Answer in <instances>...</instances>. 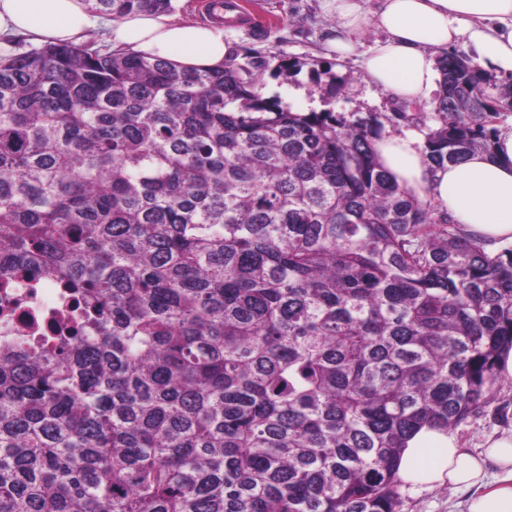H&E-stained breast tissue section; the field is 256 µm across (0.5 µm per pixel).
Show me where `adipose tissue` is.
Listing matches in <instances>:
<instances>
[{
  "instance_id": "adipose-tissue-1",
  "label": "adipose tissue",
  "mask_w": 512,
  "mask_h": 512,
  "mask_svg": "<svg viewBox=\"0 0 512 512\" xmlns=\"http://www.w3.org/2000/svg\"><path fill=\"white\" fill-rule=\"evenodd\" d=\"M336 26L330 43L338 59L363 55L367 80L395 106L431 97L441 79L439 55L463 51L499 76H512V0H326ZM206 21L145 12L110 20L86 0H0V36L37 45H78L100 32L113 49L158 57L180 71L222 68L233 51L224 35V10ZM381 31L367 51L360 38ZM375 153L394 180L416 199L448 212L467 233L512 243V125L500 128L490 149L456 164L430 168L412 135L377 139ZM406 485L449 486L468 492L467 512H512V432L489 440L484 451L464 448L452 433L423 426L408 438L398 467Z\"/></svg>"
}]
</instances>
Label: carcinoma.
<instances>
[{
	"mask_svg": "<svg viewBox=\"0 0 512 512\" xmlns=\"http://www.w3.org/2000/svg\"><path fill=\"white\" fill-rule=\"evenodd\" d=\"M439 65L432 167L489 149L498 112L484 72ZM267 67L0 52V282L66 281L81 310L0 347V512H401L409 435L486 402L512 249L400 187L377 118L262 97Z\"/></svg>",
	"mask_w": 512,
	"mask_h": 512,
	"instance_id": "cac0c4a2",
	"label": "carcinoma"
}]
</instances>
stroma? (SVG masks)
<instances>
[{
	"label": "stroma",
	"mask_w": 512,
	"mask_h": 512,
	"mask_svg": "<svg viewBox=\"0 0 512 512\" xmlns=\"http://www.w3.org/2000/svg\"><path fill=\"white\" fill-rule=\"evenodd\" d=\"M244 15L232 24L227 38L238 52L268 59L261 92L295 112L330 110L348 117H378L393 134L424 137L436 119L431 102H423L406 118H395L389 95L370 84L359 57L337 60L326 43L334 19L323 0H241ZM298 64L287 74H273L278 54ZM341 85L331 92V82ZM512 428V379H497L485 404L455 427L465 447L481 450L485 442ZM402 512H465L466 492L448 487L413 489L401 486Z\"/></svg>",
	"instance_id": "stroma-1"
}]
</instances>
